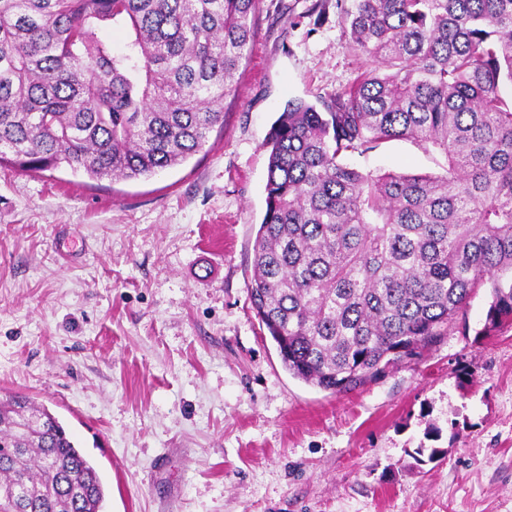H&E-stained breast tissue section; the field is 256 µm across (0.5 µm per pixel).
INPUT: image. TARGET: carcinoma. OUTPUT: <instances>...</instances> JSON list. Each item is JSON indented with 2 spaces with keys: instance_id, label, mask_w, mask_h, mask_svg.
Returning <instances> with one entry per match:
<instances>
[{
  "instance_id": "1",
  "label": "carcinoma",
  "mask_w": 512,
  "mask_h": 512,
  "mask_svg": "<svg viewBox=\"0 0 512 512\" xmlns=\"http://www.w3.org/2000/svg\"><path fill=\"white\" fill-rule=\"evenodd\" d=\"M377 68L272 125L248 288L294 378L353 391L448 332L478 288L512 323V0H353ZM260 0H0V167L92 180L183 164L224 124ZM121 26L124 49L102 31ZM411 139L440 176L345 151ZM97 466L48 408L0 395V512H104Z\"/></svg>"
}]
</instances>
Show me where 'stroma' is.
<instances>
[{"instance_id": "1", "label": "stroma", "mask_w": 512, "mask_h": 512, "mask_svg": "<svg viewBox=\"0 0 512 512\" xmlns=\"http://www.w3.org/2000/svg\"><path fill=\"white\" fill-rule=\"evenodd\" d=\"M374 67L337 0H261L224 125L182 165L0 169V391L58 416L105 512H512V326L481 335L488 289L420 357L339 395L288 374L251 308L273 122ZM347 161L446 168L409 140Z\"/></svg>"}]
</instances>
